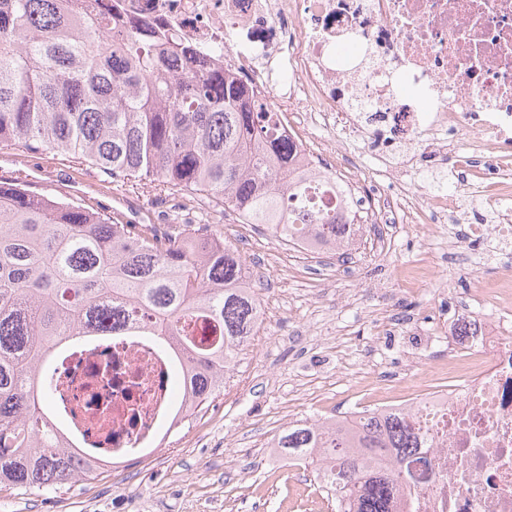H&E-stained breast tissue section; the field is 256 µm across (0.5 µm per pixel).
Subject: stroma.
<instances>
[{
  "mask_svg": "<svg viewBox=\"0 0 512 512\" xmlns=\"http://www.w3.org/2000/svg\"><path fill=\"white\" fill-rule=\"evenodd\" d=\"M25 168L44 188L71 198L93 197L108 210L136 224H158L177 210L170 197L146 199L114 194L98 172L81 170L50 153L0 151V176ZM219 232L248 259L277 254L281 266L298 261L286 243L274 241L256 225L227 214ZM425 244L423 232L399 241L386 257L364 259L351 276L311 294L314 276L282 280L271 275L261 295L267 319L262 344L247 345L223 393L203 414L166 434L158 451L126 464L106 467L98 480L50 486L40 491L0 489V512H331L311 493L305 473L274 456L269 441L284 429L283 411L297 418H324L346 411L349 385L344 367H360L378 354L391 375L415 383L405 367L407 350L433 355L428 331L409 333V318L454 321L473 303L475 283L452 277L445 289L405 290L397 269L415 261ZM389 294L385 330L372 315L374 287Z\"/></svg>",
  "mask_w": 512,
  "mask_h": 512,
  "instance_id": "35a3bbf8",
  "label": "stroma"
}]
</instances>
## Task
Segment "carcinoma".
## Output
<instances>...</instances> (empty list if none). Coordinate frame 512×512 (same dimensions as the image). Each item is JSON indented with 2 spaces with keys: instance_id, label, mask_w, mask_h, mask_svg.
Listing matches in <instances>:
<instances>
[{
  "instance_id": "1",
  "label": "carcinoma",
  "mask_w": 512,
  "mask_h": 512,
  "mask_svg": "<svg viewBox=\"0 0 512 512\" xmlns=\"http://www.w3.org/2000/svg\"><path fill=\"white\" fill-rule=\"evenodd\" d=\"M187 55L109 22L88 0H0V151L49 152L117 191L180 198L214 222L231 211L287 242L306 231L343 238L349 219L336 211V181L293 178L278 113L219 70H175ZM206 228L179 212L165 224L124 222L96 200L32 187L23 168L0 183V485L39 491L101 475L104 463L52 419L51 344L62 351L139 328L194 350L172 431L224 391L260 301L232 242L211 233L194 244ZM198 319L214 337L201 348L187 339ZM328 422L329 443L305 420L273 448L310 472L336 512H391L403 464L425 434L400 416H362L359 453L348 418ZM382 448L392 464L362 473V455Z\"/></svg>"
}]
</instances>
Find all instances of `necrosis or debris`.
<instances>
[{
    "mask_svg": "<svg viewBox=\"0 0 512 512\" xmlns=\"http://www.w3.org/2000/svg\"><path fill=\"white\" fill-rule=\"evenodd\" d=\"M116 19L159 30L237 78L282 115L295 171L334 178L361 217L300 256L379 258L425 225L428 240L400 276L412 291L441 277L443 256L474 260L475 311L438 329L448 349L408 385L383 363L350 369L355 411L414 416L428 434L395 512H512V0H107ZM429 158L456 182L424 191ZM493 221L466 233L459 192ZM190 355L154 336H108L68 348L55 405L81 447L122 459L157 447L181 408L175 377Z\"/></svg>",
    "mask_w": 512,
    "mask_h": 512,
    "instance_id": "obj_1",
    "label": "necrosis or debris"
}]
</instances>
